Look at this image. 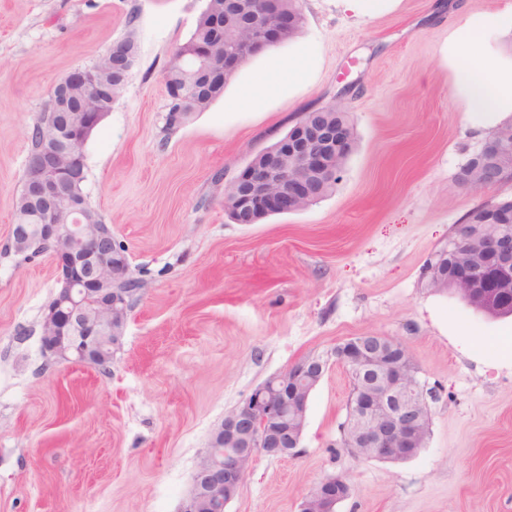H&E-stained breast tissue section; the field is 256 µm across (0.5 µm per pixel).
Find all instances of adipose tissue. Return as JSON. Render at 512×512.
<instances>
[{
	"instance_id": "adipose-tissue-1",
	"label": "adipose tissue",
	"mask_w": 512,
	"mask_h": 512,
	"mask_svg": "<svg viewBox=\"0 0 512 512\" xmlns=\"http://www.w3.org/2000/svg\"><path fill=\"white\" fill-rule=\"evenodd\" d=\"M512 41V10L496 15L466 17L448 40L453 66V92L472 125L485 128L494 117L512 113V55L498 50L475 60L477 48L490 40Z\"/></svg>"
}]
</instances>
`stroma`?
I'll return each mask as SVG.
<instances>
[{"label":"stroma","instance_id":"35a3bbf8","mask_svg":"<svg viewBox=\"0 0 512 512\" xmlns=\"http://www.w3.org/2000/svg\"><path fill=\"white\" fill-rule=\"evenodd\" d=\"M204 4L0 0V247L53 87L131 32L137 63L84 146V188L143 283L111 363H58L40 330L58 289L52 257L0 258V512H182L225 413L292 363L372 333L403 343L438 395L425 447L400 461L341 448L350 381L333 364L297 454L259 456L225 512H299L331 474L352 488L336 512H512V316L424 276L468 211L512 199V181L478 192L457 181L488 135L467 123L447 57L461 13L512 0H397L361 19L336 0H302L299 40L251 57L172 128L163 71ZM301 41L314 48L305 80L241 103ZM336 102L355 145L335 192L234 223L224 181Z\"/></svg>","mask_w":512,"mask_h":512}]
</instances>
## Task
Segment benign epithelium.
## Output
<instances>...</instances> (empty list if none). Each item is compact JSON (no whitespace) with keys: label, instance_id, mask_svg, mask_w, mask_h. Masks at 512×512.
<instances>
[{"label":"benign epithelium","instance_id":"1","mask_svg":"<svg viewBox=\"0 0 512 512\" xmlns=\"http://www.w3.org/2000/svg\"><path fill=\"white\" fill-rule=\"evenodd\" d=\"M277 34L271 24L251 29V38L224 56V69L234 71L250 56L276 45ZM97 82L98 68H76L57 84L56 97L67 96L71 86L92 89ZM104 117L105 112L93 107L80 109L62 125L51 113L44 115L42 142L26 165L22 195L42 200L47 210L34 234L27 224L12 225L8 243L31 259L52 252L59 289L43 313L42 346L59 361L88 366L112 360L136 297L120 287L129 280L126 251L112 245L109 227L82 193L83 147ZM347 141V129L329 126L324 117L294 124L273 151L254 154L230 181L235 222L256 224L270 213L294 210L311 190L306 182L294 180L292 170H328L332 155ZM506 155L512 156V136L495 132L472 157V165L496 182ZM425 277L439 289L454 281L459 292L493 310L498 305L494 295H512V235L485 239L482 254L468 262L455 250L444 249L434 255ZM402 348L394 338L371 334L340 342L331 353L354 377L373 373L356 387L353 410L341 430L343 447L354 457L408 459L425 446L430 394L416 376V365L382 363L386 350ZM328 365L319 356L305 357L265 380L224 415L197 464L182 512H225L257 456L297 454L310 393ZM350 495L346 477L329 475L310 488L300 512H336V505Z\"/></svg>","mask_w":512,"mask_h":512}]
</instances>
